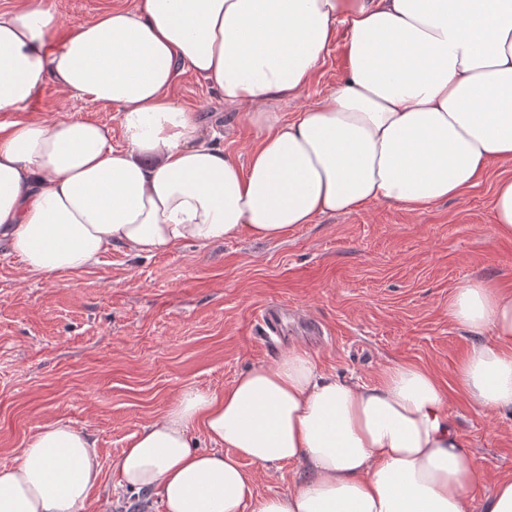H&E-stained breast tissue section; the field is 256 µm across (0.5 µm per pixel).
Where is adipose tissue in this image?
Listing matches in <instances>:
<instances>
[{"label":"adipose tissue","mask_w":512,"mask_h":512,"mask_svg":"<svg viewBox=\"0 0 512 512\" xmlns=\"http://www.w3.org/2000/svg\"><path fill=\"white\" fill-rule=\"evenodd\" d=\"M341 32L343 79L281 120ZM183 72L258 129L247 164L173 99ZM50 83L116 109L122 143L87 118L0 123V241L30 276L115 247L279 240L370 203L419 211L512 163V0H136L64 34L48 0H15L0 11V112ZM448 317L475 338L456 387L512 413V291L463 281ZM286 463L294 486L258 495L257 473ZM115 470L162 512H469L482 478L428 369L396 363L368 385L297 349L223 392L183 390ZM101 475L90 433L45 424L0 466V512H89Z\"/></svg>","instance_id":"ef3b65f1"}]
</instances>
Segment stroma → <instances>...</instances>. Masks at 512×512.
Returning <instances> with one entry per match:
<instances>
[{
  "label": "stroma",
  "instance_id": "1",
  "mask_svg": "<svg viewBox=\"0 0 512 512\" xmlns=\"http://www.w3.org/2000/svg\"><path fill=\"white\" fill-rule=\"evenodd\" d=\"M49 2L72 27L135 0ZM345 42L338 33L311 84L282 104V119L336 86ZM174 96L247 161L258 131L245 112L190 74ZM63 116L97 120L121 140L113 108L52 84L31 109L0 112V121ZM509 175L512 164H492L463 194L417 212L370 204L277 241H185L151 257L116 247L94 267L47 278L28 276L0 249V464L13 462L42 425L68 423L97 442L95 498L110 500L111 512H143L140 497L118 486L115 461L183 389L220 392L251 365L274 361L257 326L269 305L284 310L279 351L306 350L325 374L372 384L387 366L412 361L452 383L474 342L448 318L454 287L486 277L512 290V239L495 235L491 209L496 183ZM448 414L482 473L470 493V512H481L493 485L512 480V414L477 409L455 391Z\"/></svg>",
  "mask_w": 512,
  "mask_h": 512
}]
</instances>
